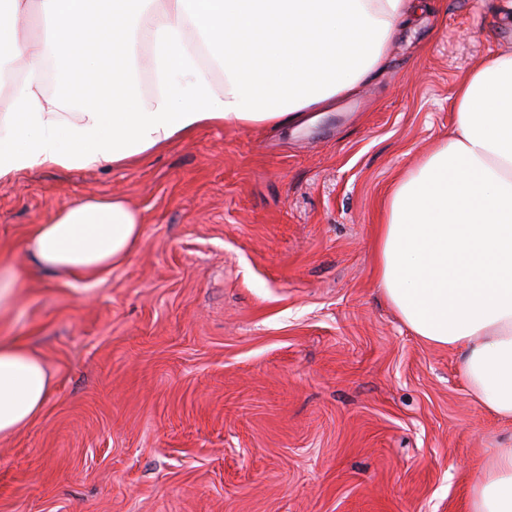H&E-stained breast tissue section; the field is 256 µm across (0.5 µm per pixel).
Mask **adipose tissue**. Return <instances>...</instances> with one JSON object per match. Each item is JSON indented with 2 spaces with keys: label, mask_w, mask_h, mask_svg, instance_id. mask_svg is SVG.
Here are the masks:
<instances>
[{
  "label": "adipose tissue",
  "mask_w": 512,
  "mask_h": 512,
  "mask_svg": "<svg viewBox=\"0 0 512 512\" xmlns=\"http://www.w3.org/2000/svg\"><path fill=\"white\" fill-rule=\"evenodd\" d=\"M420 0H0V51L20 62L0 109V185L35 170L121 168L205 127L278 131L307 123L384 59ZM34 21L38 37L20 35ZM159 86L142 95L137 48ZM224 71L215 88L196 53ZM61 80L42 81L46 63ZM448 139L392 190L376 236L379 285L425 342L459 354L471 397L512 426V53L459 81ZM118 195L77 197L29 225L33 271L75 283L124 265L143 233ZM28 276L0 259V328ZM54 389L43 355L0 340V439L25 428ZM468 512H512V445L488 449Z\"/></svg>",
  "instance_id": "ef3b65f1"
}]
</instances>
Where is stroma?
<instances>
[{
	"label": "stroma",
	"instance_id": "stroma-1",
	"mask_svg": "<svg viewBox=\"0 0 512 512\" xmlns=\"http://www.w3.org/2000/svg\"><path fill=\"white\" fill-rule=\"evenodd\" d=\"M382 67L303 129L211 127L123 168L0 186V257L77 196L145 220L103 280L33 277L10 333L54 391L0 442V512H465L512 429L379 286L389 194L454 126L512 0H427Z\"/></svg>",
	"mask_w": 512,
	"mask_h": 512
}]
</instances>
